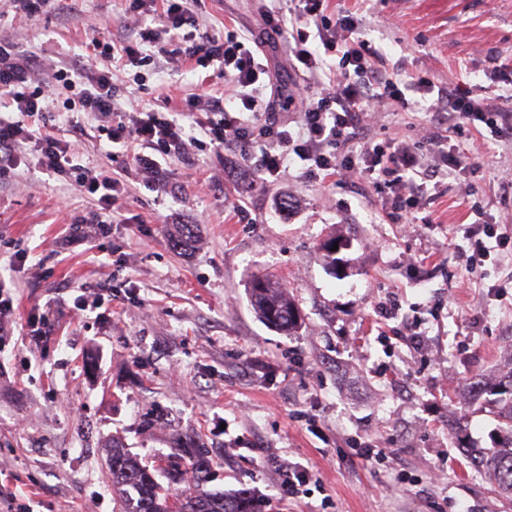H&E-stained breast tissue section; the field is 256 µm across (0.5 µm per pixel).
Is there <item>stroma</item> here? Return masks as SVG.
<instances>
[{
	"label": "stroma",
	"instance_id": "35a3bbf8",
	"mask_svg": "<svg viewBox=\"0 0 512 512\" xmlns=\"http://www.w3.org/2000/svg\"><path fill=\"white\" fill-rule=\"evenodd\" d=\"M125 0H65L29 15L0 0V38L39 56L88 58L92 38L125 34ZM347 10L357 37L378 49L383 74L425 77L436 87L483 85L512 109L490 59L512 69V0H328ZM202 29L239 35L263 29L257 0H198ZM117 83L154 104L223 81L210 69L156 58ZM409 108L376 117L378 142L429 126L420 94ZM470 165L443 194L397 224L381 209L384 187L340 173L269 181L246 163L203 146L169 156L174 191L127 178L125 223L96 246H68L72 221L93 206L63 178L17 169L0 181V275L16 290L17 322L47 315L36 342H0V491L35 512H113L112 442L161 464L185 443L211 462L210 490H246L264 512H512L448 432L467 426L469 444L500 436L492 417L465 408L475 379L512 373V262L466 268L460 253L474 223L511 224L512 139L461 123L450 134ZM194 238L175 245L177 226ZM335 235V264L319 245ZM281 278L303 323L294 335L270 327L251 302L254 276ZM89 287L111 315L83 310ZM394 301L384 320L379 303ZM425 338L414 349L401 321ZM385 460L353 457L351 440ZM308 467L303 495L288 497L277 471Z\"/></svg>",
	"mask_w": 512,
	"mask_h": 512
}]
</instances>
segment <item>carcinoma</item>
<instances>
[{
    "instance_id": "1",
    "label": "carcinoma",
    "mask_w": 512,
    "mask_h": 512,
    "mask_svg": "<svg viewBox=\"0 0 512 512\" xmlns=\"http://www.w3.org/2000/svg\"><path fill=\"white\" fill-rule=\"evenodd\" d=\"M251 298L261 317L282 331L298 328V314L288 291L268 277L251 281ZM467 401L489 410L500 421L502 440L490 453L466 449L467 458L493 480L502 494L512 499V374L497 383L478 379L468 390ZM166 469L175 484L189 475L190 487L166 492L155 472L112 445V501L115 512H262L261 504L248 492L226 494L207 489L209 461L197 454L178 455Z\"/></svg>"
}]
</instances>
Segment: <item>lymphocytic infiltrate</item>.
Listing matches in <instances>:
<instances>
[{"mask_svg": "<svg viewBox=\"0 0 512 512\" xmlns=\"http://www.w3.org/2000/svg\"><path fill=\"white\" fill-rule=\"evenodd\" d=\"M128 2L127 12L136 20L132 37L93 40V58L56 66L49 82L35 79L38 61L33 55L0 41V97L8 96L18 113L14 119L0 116V177L24 165L83 188L95 207L81 218L88 231L79 235V243H92L98 231L122 221L125 189L112 161L132 156L147 183L165 190L160 159L194 146V126L214 151L232 149L257 174L275 180L292 170L302 179L342 170L368 180L388 179L393 195L381 206L398 222L407 221L409 211L423 206L432 188L441 187L466 165L464 156L452 148L429 159L407 135L384 145L367 137L368 117L377 106L402 107L407 99L396 81L380 76L379 56L356 37L353 16L328 17L325 0H289L284 11L265 7L266 26L257 39L200 30L190 0H162L155 17L147 0ZM279 38L286 40L292 67L302 81L299 120L293 128L276 110L279 89L260 54L263 43ZM159 55L195 68H216L224 79L223 92L193 95L180 110L172 108L168 95L151 109L120 100L111 62L121 58L141 68ZM65 90L70 93L66 99L61 96ZM57 98L63 99V109L50 113L48 104ZM442 109L452 128L464 120L484 124L498 137L512 131V113L485 103L475 85L449 89ZM74 112L111 115L106 129L109 164L81 163L73 139L83 128L71 123ZM49 113L69 125L72 140L35 128V121ZM31 142L37 146L32 155L24 149ZM466 239L461 254L466 265L512 260V231L501 225H479L467 230Z\"/></svg>", "mask_w": 512, "mask_h": 512, "instance_id": "obj_1", "label": "lymphocytic infiltrate"}]
</instances>
